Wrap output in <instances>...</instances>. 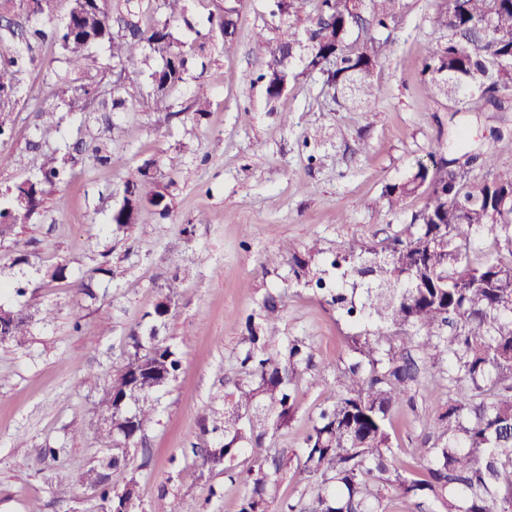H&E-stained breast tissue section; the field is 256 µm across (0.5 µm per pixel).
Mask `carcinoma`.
<instances>
[{
  "label": "carcinoma",
  "instance_id": "1",
  "mask_svg": "<svg viewBox=\"0 0 512 512\" xmlns=\"http://www.w3.org/2000/svg\"><path fill=\"white\" fill-rule=\"evenodd\" d=\"M0 0L15 18L0 26V137L12 132L23 76L40 45L59 49L62 66L53 71L51 93L65 111H86L87 96L102 83L106 69L94 47L108 44L112 63L125 68L140 61L162 125L176 116L164 106L184 82L192 59L206 68V47L219 37L232 42L238 14L226 6L208 17L209 29L187 44L174 37L170 23L184 13L185 0H160V17L145 20L153 0ZM400 0H271L270 14L288 21L277 37L258 34L266 57L260 79L270 101L280 98L291 80L320 74L334 100L367 106L374 97L375 68L391 43L390 30ZM428 22L442 40L422 73L438 96L467 112H512V0H438ZM130 97H103L95 111L112 131L110 113L124 109ZM500 146L471 153L458 144L427 153L408 175L385 186L390 211L412 196H424L405 233L381 247L359 239L346 243L331 266L336 280L305 281L351 326V358L334 379L336 397L320 410L293 456L258 448L267 429L286 428L297 409L299 367L310 361L307 337L293 336L281 350L247 326L248 348L240 361L243 377L224 404V443L198 455L200 467L234 462L251 444L254 460L243 474L245 493L238 512H270L277 476L296 463L304 484L298 500L277 512H386L395 498L418 512H512V174H496L497 159L512 154V136L497 130ZM33 174L0 189V229L29 224L52 187L72 176L74 155L91 153L106 165L107 142L78 134L64 153L46 152L28 142ZM156 161H145L125 180L122 202L111 223L125 228L144 208L165 217L169 203L155 186ZM493 238L499 257L477 259L478 239ZM295 276H307V262L283 244L266 258L283 259ZM112 276L104 263L74 285L75 296L92 295L97 276ZM170 296L143 316L130 333L132 351L112 378L94 413L109 422L99 435L112 456L86 471L97 490L102 512H145L134 492L117 494L105 470L125 467L128 449L145 445L158 393L173 381L181 360L166 339L156 338L157 324L168 315ZM31 316L0 306V338L19 341L29 333ZM446 365L440 380L448 384V402L418 416L426 429L439 431L426 450L419 473L397 459L390 433L393 407L402 402L419 364Z\"/></svg>",
  "mask_w": 512,
  "mask_h": 512
}]
</instances>
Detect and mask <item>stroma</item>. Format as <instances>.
Masks as SVG:
<instances>
[{"mask_svg": "<svg viewBox=\"0 0 512 512\" xmlns=\"http://www.w3.org/2000/svg\"><path fill=\"white\" fill-rule=\"evenodd\" d=\"M238 10L232 43L214 41L203 80L187 76L169 99L179 115L157 125L151 97L112 115V161L102 166L82 157L71 181L48 195L41 216L0 234V281L23 279L25 296L0 294V306L33 314L23 342L0 340V512H101L84 473L107 456L93 404L112 381L130 349L129 334L164 295L170 313L161 330L182 368L161 393L145 447L130 449L124 479L134 480L143 504L167 494L179 512H237L243 492L223 466L199 467L197 448L222 443V432L204 433L200 419L224 409L239 377L247 345L246 321L260 324L270 348L291 336L312 340V366L327 384L310 385L302 369L299 409L287 429L268 432L270 449L300 447L312 419L334 397L332 384L347 358V323L322 294L298 281L288 262L266 264L281 241L334 277L328 260L348 240L382 243L401 233L422 196L392 213L380 199L384 186L412 171L438 139L462 137L465 147L491 149L494 130L512 129V112H454L434 98L422 73L440 35L428 17L436 0H401L393 42L377 67L370 111L341 107L317 77L303 75L275 101L257 77L264 53L257 32L275 36L279 20L269 0H187L186 20H175L176 37L192 40L210 12L224 2ZM36 67L24 77L9 140L0 143V188L31 175L26 144L63 147L86 112L65 114L60 125L41 129L34 113L54 106L51 71L58 51L37 49ZM211 102L202 119L187 108L197 90ZM161 162L170 213L143 210L128 230L111 224L118 194L145 159ZM28 262L16 266L17 251ZM110 258L113 275L97 281L93 297L76 298L75 281ZM66 263L70 277L51 273ZM279 295L280 311L266 317L263 301ZM51 320H41L45 308ZM431 366L412 384L413 404L392 412V438L400 459L416 469L433 439L417 416L442 407L448 393ZM95 384H88V377ZM58 454L44 456L45 447Z\"/></svg>", "mask_w": 512, "mask_h": 512, "instance_id": "35a3bbf8", "label": "stroma"}]
</instances>
